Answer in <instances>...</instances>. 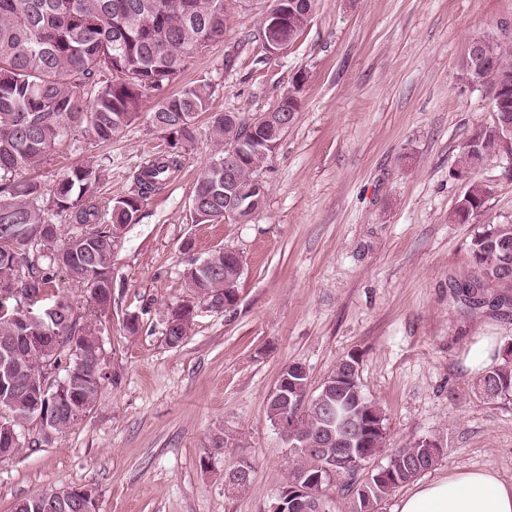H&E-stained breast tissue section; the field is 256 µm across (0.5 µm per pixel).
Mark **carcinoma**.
I'll return each mask as SVG.
<instances>
[{
  "instance_id": "cac0c4a2",
  "label": "carcinoma",
  "mask_w": 512,
  "mask_h": 512,
  "mask_svg": "<svg viewBox=\"0 0 512 512\" xmlns=\"http://www.w3.org/2000/svg\"><path fill=\"white\" fill-rule=\"evenodd\" d=\"M227 0H0V293L11 288H37L49 292L58 271L64 270L86 287L94 310L104 315L112 306V255L115 240L137 222L145 200L177 178L183 166L181 149L194 140L199 114L210 110L213 84L205 79L169 91L186 60L224 38ZM310 21L300 8L288 10V23L278 34L292 44ZM475 57L467 52L459 70L463 81L479 75V84L495 93L493 111L512 113V47L491 44V58L473 72ZM304 76H294L288 101L275 112L288 113L293 125L299 110L298 95ZM161 94L150 113L152 128L170 138L168 149L151 156L132 175L130 191L114 199L111 210L99 211L96 198L102 174L92 163L71 166L47 191L22 171L50 160L57 147L73 133L106 142L137 120L143 98ZM249 119L236 126L214 116L211 134L220 146L213 161L197 178L191 198L192 220L209 224L224 219V148L241 139ZM491 125L477 127L459 156L456 170L469 175L463 195L467 211L456 208L462 221L482 214L489 189L475 174L491 158ZM268 157L254 154L243 159L237 174L252 179ZM60 217L76 231L60 238ZM512 248V224L489 219L470 241V253L479 276L460 285L474 305L484 303L487 285L501 281L502 245ZM216 270L202 280L184 273L193 299L171 308L167 317L180 325L165 335L171 347L189 335L195 316L194 300L214 303L236 295L224 287L235 278L234 252L222 248L208 254ZM100 330L93 318L65 312L57 322L39 310L19 309L0 315V362L4 343L12 341L24 356V374L38 382L48 369L67 372L82 354L97 349ZM346 360L323 380L302 408L296 434L320 439L336 428V411L344 412V427L359 425L362 437L353 443L348 433L325 448H294V462L283 489L307 488L310 499H322L328 487L352 492L349 512H377L390 492L435 467L445 455L446 442L436 435L418 439L388 455L389 475L378 470L364 482L355 477L364 464L387 448L385 416L366 396L359 381L350 380ZM477 389L487 400L512 397V358L480 376ZM101 390V378L76 377L58 395L68 404L90 410ZM34 398L18 388L0 383V418L21 427L29 422ZM78 418L67 412L46 423L57 434ZM71 489H45L16 500L11 512H44L45 498L64 497Z\"/></svg>"
}]
</instances>
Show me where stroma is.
I'll use <instances>...</instances> for the list:
<instances>
[{
    "label": "stroma",
    "mask_w": 512,
    "mask_h": 512,
    "mask_svg": "<svg viewBox=\"0 0 512 512\" xmlns=\"http://www.w3.org/2000/svg\"><path fill=\"white\" fill-rule=\"evenodd\" d=\"M270 5L234 0L223 39L178 76L180 86L211 80L215 93L179 176L147 199L112 258L98 400L51 441L29 433L0 463V512L49 487L92 488L97 512H269L290 472L269 393L289 363L315 390L350 354L391 447L432 433L447 441L419 482L465 468L512 482V400L483 399L460 369L477 337L512 341V283L489 285L479 308L459 295L477 276L469 244L482 224L455 220L467 185L451 175L471 131L494 119L487 88L462 81L459 62L473 38L512 43V0H317L276 58L258 37ZM299 72L297 118L261 172L263 209L246 224L192 223L194 184L217 149L211 115L268 111ZM156 102L148 96L143 118L111 141L65 142L34 177L48 189L93 162L106 209L167 146L146 118ZM476 179L489 188L487 216L512 223V170L494 157ZM188 238L200 257L238 253L243 270L235 305L196 302L188 338L171 347L164 316L189 297ZM243 459L250 488L226 490L225 467Z\"/></svg>",
    "instance_id": "stroma-1"
}]
</instances>
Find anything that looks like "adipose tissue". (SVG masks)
<instances>
[{
	"label": "adipose tissue",
	"mask_w": 512,
	"mask_h": 512,
	"mask_svg": "<svg viewBox=\"0 0 512 512\" xmlns=\"http://www.w3.org/2000/svg\"><path fill=\"white\" fill-rule=\"evenodd\" d=\"M397 512H512V484L490 470H458L418 485Z\"/></svg>",
	"instance_id": "obj_1"
}]
</instances>
